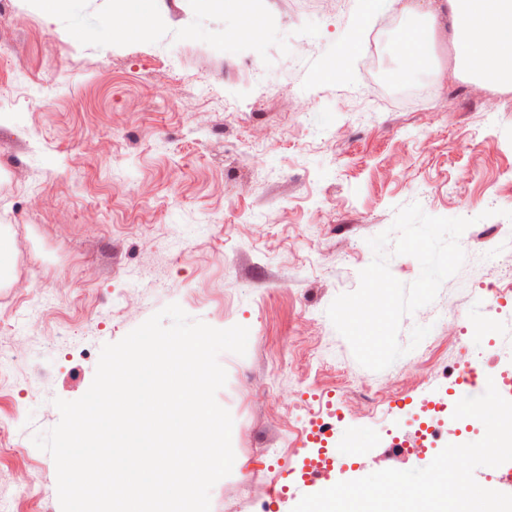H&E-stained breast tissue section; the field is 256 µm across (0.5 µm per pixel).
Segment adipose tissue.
Masks as SVG:
<instances>
[{"label":"adipose tissue","instance_id":"obj_1","mask_svg":"<svg viewBox=\"0 0 512 512\" xmlns=\"http://www.w3.org/2000/svg\"><path fill=\"white\" fill-rule=\"evenodd\" d=\"M456 65L498 88L512 85V0H448Z\"/></svg>","mask_w":512,"mask_h":512}]
</instances>
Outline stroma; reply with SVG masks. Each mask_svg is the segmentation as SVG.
<instances>
[{
  "label": "stroma",
  "mask_w": 512,
  "mask_h": 512,
  "mask_svg": "<svg viewBox=\"0 0 512 512\" xmlns=\"http://www.w3.org/2000/svg\"><path fill=\"white\" fill-rule=\"evenodd\" d=\"M385 2L350 47L340 34L352 0H322L311 35L294 32L296 0H263L246 24L276 22L268 50L198 53L197 29H224L223 11H202L199 0H143L149 34L119 38L83 31L86 19L111 21L115 0H50L40 12L29 0H0V43L9 46L0 55V225L13 228L17 281L0 287V350L21 323L29 350L62 349L49 372L21 365L7 379L37 409L14 445L30 450L41 484L56 488L55 463L27 444L59 422L55 399L82 397L102 346L165 303L213 327L255 331L218 395L241 468L213 490L236 512H256L239 495L241 477L266 476L276 457L281 471L300 468L315 452L308 444L280 455L289 427L312 429L306 410L282 404L317 368L289 354L300 335L318 340L354 385L352 400H365L359 385L377 374L356 361L327 309L357 289L373 259L369 239L413 202L433 216L512 193V90L458 71L448 5L433 0L432 81L406 99L382 75L389 41L407 38L422 0ZM326 47L340 72L329 71ZM166 80L176 84L169 103L154 94ZM452 92L453 110L441 112ZM427 139L433 151L420 152ZM35 194L42 205L32 211ZM91 207L98 221L83 223ZM470 276L469 287L448 278L434 302L405 316L400 344L414 326L444 327L477 308L473 285L492 274L475 262ZM87 291L106 323L78 320ZM420 347L440 365L409 392L416 405L444 394L459 372L456 347L434 337Z\"/></svg>",
  "instance_id": "stroma-1"
}]
</instances>
